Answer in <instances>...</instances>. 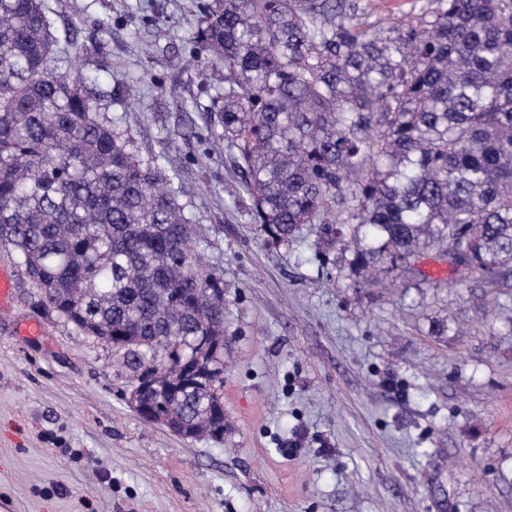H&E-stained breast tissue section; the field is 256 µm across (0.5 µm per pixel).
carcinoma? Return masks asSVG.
Instances as JSON below:
<instances>
[{
  "mask_svg": "<svg viewBox=\"0 0 512 512\" xmlns=\"http://www.w3.org/2000/svg\"><path fill=\"white\" fill-rule=\"evenodd\" d=\"M365 30L357 0H211L189 38L266 244L308 227L374 282L512 274V0H436ZM44 0H0V247L33 304L112 348L176 435H224V276L179 188L92 96ZM203 360L209 381L188 368Z\"/></svg>",
  "mask_w": 512,
  "mask_h": 512,
  "instance_id": "carcinoma-1",
  "label": "carcinoma"
}]
</instances>
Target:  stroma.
<instances>
[{"label":"stroma","mask_w":512,"mask_h":512,"mask_svg":"<svg viewBox=\"0 0 512 512\" xmlns=\"http://www.w3.org/2000/svg\"><path fill=\"white\" fill-rule=\"evenodd\" d=\"M61 42L224 273V437L139 418L110 348L15 276L0 308V512H512V288L397 287L316 238L267 246L226 154L189 137L221 79L190 56L198 0H45ZM332 273L330 287H318ZM39 322L43 335L28 336Z\"/></svg>","instance_id":"35a3bbf8"}]
</instances>
